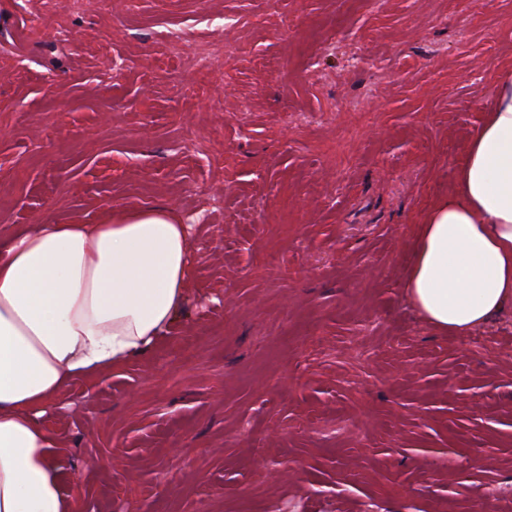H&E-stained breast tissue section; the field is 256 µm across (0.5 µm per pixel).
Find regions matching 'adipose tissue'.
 Instances as JSON below:
<instances>
[{
  "mask_svg": "<svg viewBox=\"0 0 512 512\" xmlns=\"http://www.w3.org/2000/svg\"><path fill=\"white\" fill-rule=\"evenodd\" d=\"M188 225L167 208L37 224L0 245V512H76L64 444L41 421L75 383L152 350L190 293ZM440 332L463 336L512 306V71L419 226L404 284Z\"/></svg>",
  "mask_w": 512,
  "mask_h": 512,
  "instance_id": "obj_1",
  "label": "adipose tissue"
}]
</instances>
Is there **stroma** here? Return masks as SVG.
<instances>
[{
	"label": "stroma",
	"mask_w": 512,
	"mask_h": 512,
	"mask_svg": "<svg viewBox=\"0 0 512 512\" xmlns=\"http://www.w3.org/2000/svg\"><path fill=\"white\" fill-rule=\"evenodd\" d=\"M506 69L512 0H0V239L190 227L170 332L42 418L80 512H512V308L403 288Z\"/></svg>",
	"instance_id": "35a3bbf8"
}]
</instances>
